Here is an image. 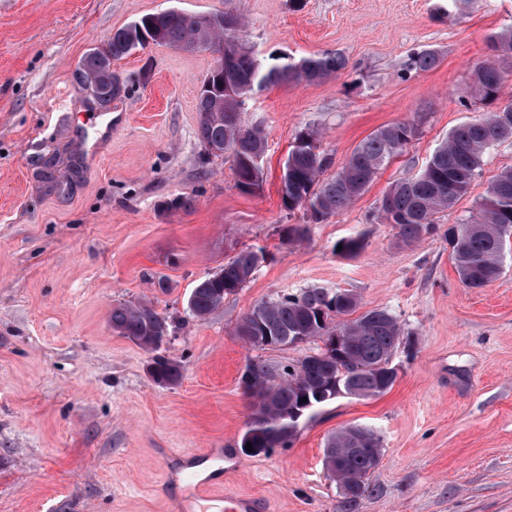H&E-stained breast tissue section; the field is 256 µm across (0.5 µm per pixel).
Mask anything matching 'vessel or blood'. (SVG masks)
Returning <instances> with one entry per match:
<instances>
[{"instance_id": "obj_1", "label": "vessel or blood", "mask_w": 512, "mask_h": 512, "mask_svg": "<svg viewBox=\"0 0 512 512\" xmlns=\"http://www.w3.org/2000/svg\"><path fill=\"white\" fill-rule=\"evenodd\" d=\"M223 451L212 456H190L179 467H164L165 480H183L184 488L176 512H198L207 493L223 500L225 512H268L267 504L258 498L243 497L224 489V471L212 468L211 461L223 458Z\"/></svg>"}]
</instances>
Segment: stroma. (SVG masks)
<instances>
[{"label":"stroma","instance_id":"obj_1","mask_svg":"<svg viewBox=\"0 0 512 512\" xmlns=\"http://www.w3.org/2000/svg\"><path fill=\"white\" fill-rule=\"evenodd\" d=\"M170 8L240 14L263 57L338 49L349 59L338 77L248 97L242 121L267 141L256 193L197 138L213 54L152 46L114 62L126 91L106 133L74 81L90 48ZM509 27L512 0H469L460 16L448 0H0V512H171L179 490L162 480L163 448L230 450L240 467L228 491L270 512H341L323 450L353 425L376 431L383 454L352 512H512V240L500 276L469 288L445 236L512 168V140L485 153L420 243L400 244L378 218L394 182L487 111L466 88L494 56L491 35ZM425 49L439 65L402 76ZM402 121L419 137L340 215L309 224L284 208L283 164L304 128L320 131L335 172L361 140ZM178 198L188 207H173ZM301 223L303 239L282 238ZM350 237L360 250L341 254ZM245 248L266 260L205 319L189 316L196 284ZM316 287L354 291L361 310L398 320L396 382L313 409L287 447L242 453L248 361L279 376L321 342L250 347L234 330L260 302ZM141 301L177 323L160 348L182 365L177 385H157L152 352L109 324L113 304Z\"/></svg>","mask_w":512,"mask_h":512}]
</instances>
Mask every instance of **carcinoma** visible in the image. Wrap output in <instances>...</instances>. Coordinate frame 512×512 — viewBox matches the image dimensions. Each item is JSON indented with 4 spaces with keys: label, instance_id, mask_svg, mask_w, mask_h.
Here are the masks:
<instances>
[{
    "label": "carcinoma",
    "instance_id": "obj_1",
    "mask_svg": "<svg viewBox=\"0 0 512 512\" xmlns=\"http://www.w3.org/2000/svg\"><path fill=\"white\" fill-rule=\"evenodd\" d=\"M224 13L209 16L169 9L145 15L123 28L100 47L92 49L78 64L74 79L84 89L99 87L118 96L123 88L112 73V62L142 50L151 42L190 49L200 42L203 50L228 45L234 57L218 73H208L211 88L196 97L197 138L209 150L215 147L232 157L237 183L248 192L262 185V168L251 167L253 159L266 151L262 130L242 123L245 99L254 91L278 83H314L340 75L349 60L341 51L295 59L288 56L260 57L246 45L241 32L220 24ZM496 58L479 64L472 72L467 94L483 101L500 98L506 77L500 62L512 58V27L490 38ZM439 64L433 50L410 54L403 64L406 73L431 70ZM419 128L413 122L382 127L363 139L345 163L331 177H324L331 158L320 150L319 132L307 128L296 137L288 152L281 177L282 203L288 211L314 209V222L340 215L374 181L404 148L416 139ZM512 139V102L486 116L463 122L448 137L416 175L394 183L379 209L380 220L398 230L399 241L414 245L423 240L435 224V216L452 207L468 190L481 166L483 155L492 145ZM512 236V169L501 171L491 181L478 215L448 228V244L460 281L469 288H480L496 280L502 270L504 244ZM263 249L239 251L219 271L200 281L187 302L190 315L205 318L218 308L224 297L237 292L264 260ZM359 298L352 292H331L309 288L298 295L262 302L246 315L235 335L254 347L286 345L288 338L303 334L310 339L341 336L338 348L320 349L312 364L290 369L267 391V402L252 406L240 448L252 444L253 454H266L286 446L293 438L295 414L329 404L336 390L350 388L364 398L384 394L395 379L386 375L385 365L397 348L402 329L385 310H369L351 320L352 328L342 331L341 315L357 311ZM112 330L148 350L159 349L156 337L170 331V323L150 304L118 303L109 315ZM154 381L160 386L176 384L182 376L179 361L165 355L153 358ZM264 364L247 365L240 384L247 394L259 396L254 386L260 382ZM328 448L338 449L335 481L342 495L343 512H350L368 489V476L382 455L381 439L367 427L349 426L329 437Z\"/></svg>",
    "mask_w": 512,
    "mask_h": 512
}]
</instances>
